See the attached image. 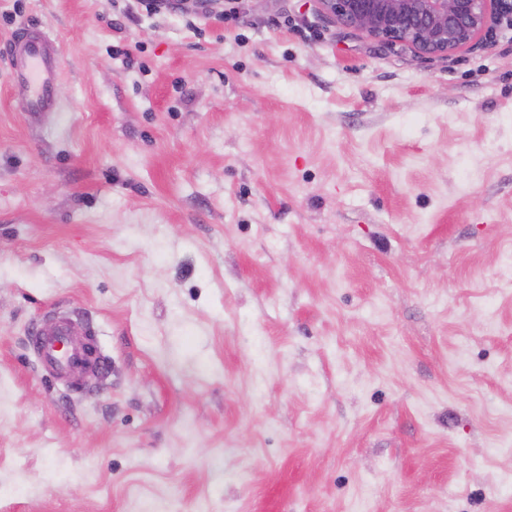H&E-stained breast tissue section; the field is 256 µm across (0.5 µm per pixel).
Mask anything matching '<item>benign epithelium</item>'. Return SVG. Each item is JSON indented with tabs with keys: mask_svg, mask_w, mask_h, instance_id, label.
<instances>
[{
	"mask_svg": "<svg viewBox=\"0 0 512 512\" xmlns=\"http://www.w3.org/2000/svg\"><path fill=\"white\" fill-rule=\"evenodd\" d=\"M337 24L421 59H448L512 21V0H317Z\"/></svg>",
	"mask_w": 512,
	"mask_h": 512,
	"instance_id": "7a95c632",
	"label": "benign epithelium"
}]
</instances>
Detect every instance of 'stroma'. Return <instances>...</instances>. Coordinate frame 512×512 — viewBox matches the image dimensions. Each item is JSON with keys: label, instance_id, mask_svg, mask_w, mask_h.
Returning a JSON list of instances; mask_svg holds the SVG:
<instances>
[{"label": "stroma", "instance_id": "stroma-1", "mask_svg": "<svg viewBox=\"0 0 512 512\" xmlns=\"http://www.w3.org/2000/svg\"><path fill=\"white\" fill-rule=\"evenodd\" d=\"M126 6L0 0V512H512V24L422 60L315 0ZM9 62L25 112L37 115L54 111L60 65L53 41L39 34L23 33L12 41ZM79 335L65 319H55L39 330L34 342V352L45 367L59 379L72 378L88 369V357L80 342L70 336ZM60 342L68 343L67 351H59Z\"/></svg>", "mask_w": 512, "mask_h": 512}]
</instances>
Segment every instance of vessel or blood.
<instances>
[{
	"label": "vessel or blood",
	"instance_id": "1",
	"mask_svg": "<svg viewBox=\"0 0 512 512\" xmlns=\"http://www.w3.org/2000/svg\"><path fill=\"white\" fill-rule=\"evenodd\" d=\"M9 62L25 111L33 115L54 111L60 65L53 41L39 34L20 35L12 41ZM74 333L72 324L61 318L37 332L34 352L57 378L69 379L88 368V357L81 343L74 341Z\"/></svg>",
	"mask_w": 512,
	"mask_h": 512
}]
</instances>
